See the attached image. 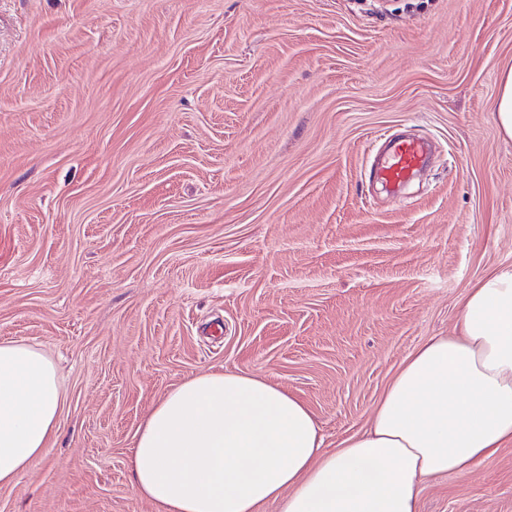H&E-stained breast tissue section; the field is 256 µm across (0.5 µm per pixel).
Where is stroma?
<instances>
[{
	"label": "stroma",
	"mask_w": 512,
	"mask_h": 512,
	"mask_svg": "<svg viewBox=\"0 0 512 512\" xmlns=\"http://www.w3.org/2000/svg\"><path fill=\"white\" fill-rule=\"evenodd\" d=\"M512 0H0V341L67 394L0 512H156L137 428L186 379L250 372L326 450L512 266L492 103ZM432 154L404 190L390 135ZM419 512H512V445Z\"/></svg>",
	"instance_id": "1"
}]
</instances>
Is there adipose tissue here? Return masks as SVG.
<instances>
[{"instance_id":"adipose-tissue-1","label":"adipose tissue","mask_w":512,"mask_h":512,"mask_svg":"<svg viewBox=\"0 0 512 512\" xmlns=\"http://www.w3.org/2000/svg\"><path fill=\"white\" fill-rule=\"evenodd\" d=\"M65 393L42 351L0 342V486L46 456ZM512 444V266L469 290L455 333L403 361L369 427L324 450L310 407L257 374L206 372L160 398L132 450L158 512H417L422 484Z\"/></svg>"}]
</instances>
